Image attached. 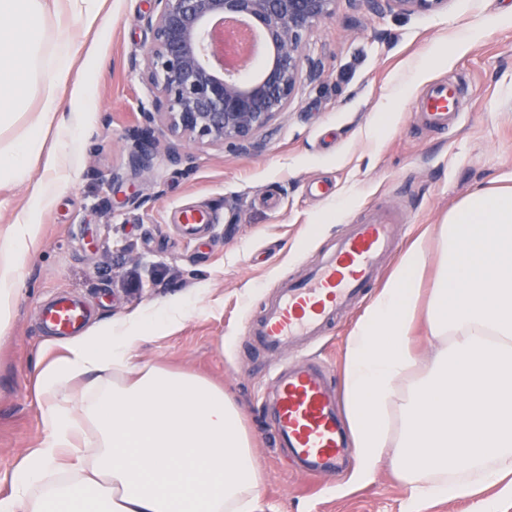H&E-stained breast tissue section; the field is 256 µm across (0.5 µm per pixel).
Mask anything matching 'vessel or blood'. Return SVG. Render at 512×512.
Returning <instances> with one entry per match:
<instances>
[{
	"label": "vessel or blood",
	"instance_id": "b4317fda",
	"mask_svg": "<svg viewBox=\"0 0 512 512\" xmlns=\"http://www.w3.org/2000/svg\"><path fill=\"white\" fill-rule=\"evenodd\" d=\"M462 105L457 84L436 83L415 110L423 123L444 130ZM394 226L386 214L353 225L304 279L281 289L255 330L265 349L278 352L302 337L320 335L340 310L363 296L379 274L380 257L396 247ZM86 317L79 303L61 297L44 309L42 322L63 336L82 326ZM270 410L278 442L297 466L335 474L345 436L338 422L339 400L324 372L310 364L282 370Z\"/></svg>",
	"mask_w": 512,
	"mask_h": 512
}]
</instances>
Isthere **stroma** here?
Instances as JSON below:
<instances>
[{
  "label": "stroma",
  "mask_w": 512,
  "mask_h": 512,
  "mask_svg": "<svg viewBox=\"0 0 512 512\" xmlns=\"http://www.w3.org/2000/svg\"><path fill=\"white\" fill-rule=\"evenodd\" d=\"M156 10L154 0H105L91 27L79 17L40 20L46 53L70 42L90 50L97 105L83 116L57 191L35 215L36 244L16 264L21 292L11 329L0 335V496L20 458L47 435L35 383L53 334L40 311L66 295L87 308L89 329L186 303L182 320L142 345L136 360L204 377L240 406L263 475L262 512H403L405 488L390 464L365 486L347 469L303 474L278 447L264 410L276 364L313 358L342 384L346 339L377 286L323 335L283 353L263 352L251 331L278 285L303 277L350 225L398 211V249L380 260L385 279L402 250L475 187L512 185V0H446L411 14L338 0L304 49L321 76L302 80L288 113L256 146L163 135L151 169L134 175L131 134L154 96L142 54ZM466 36L470 48L449 56ZM439 81L464 92L444 131L426 128L414 110ZM45 177L39 156L27 180L0 187V234ZM184 209L209 213L212 226L183 236Z\"/></svg>",
  "instance_id": "1"
}]
</instances>
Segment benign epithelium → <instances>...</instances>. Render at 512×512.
Listing matches in <instances>:
<instances>
[{
	"mask_svg": "<svg viewBox=\"0 0 512 512\" xmlns=\"http://www.w3.org/2000/svg\"><path fill=\"white\" fill-rule=\"evenodd\" d=\"M401 13L429 12L446 0H382ZM149 17L153 39L143 50L150 83L156 89L147 125L135 136L129 168L150 170L156 131L199 146L234 144L246 148L288 112L303 78L320 74V63L303 52L307 35L335 15L336 0H157ZM248 22L258 33L253 73L226 69L224 42L216 25Z\"/></svg>",
	"mask_w": 512,
	"mask_h": 512,
	"instance_id": "7a95c632",
	"label": "benign epithelium"
}]
</instances>
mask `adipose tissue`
Wrapping results in <instances>:
<instances>
[{"instance_id": "ef3b65f1", "label": "adipose tissue", "mask_w": 512, "mask_h": 512, "mask_svg": "<svg viewBox=\"0 0 512 512\" xmlns=\"http://www.w3.org/2000/svg\"><path fill=\"white\" fill-rule=\"evenodd\" d=\"M100 0H0V130L28 111L37 73L35 132L0 151V185L23 181L32 157L57 175L76 124L59 111L69 91L88 111L94 91L70 47L43 52L38 20L71 11L94 22ZM57 147L45 152L47 134ZM33 222L0 235V335L11 327L19 288L15 260L37 240ZM437 276L421 294L424 240L406 250L346 340L344 398L355 479L374 481L390 458L406 489L405 512L431 500L495 485L512 499V189L480 187L436 232ZM186 312L107 324L65 339L63 357L38 374L48 433L16 467L0 512H257L262 476L242 413L210 381L135 363L137 348ZM425 322L436 348L420 361L411 337ZM112 374L104 383V374ZM93 428L97 452L80 448Z\"/></svg>"}]
</instances>
